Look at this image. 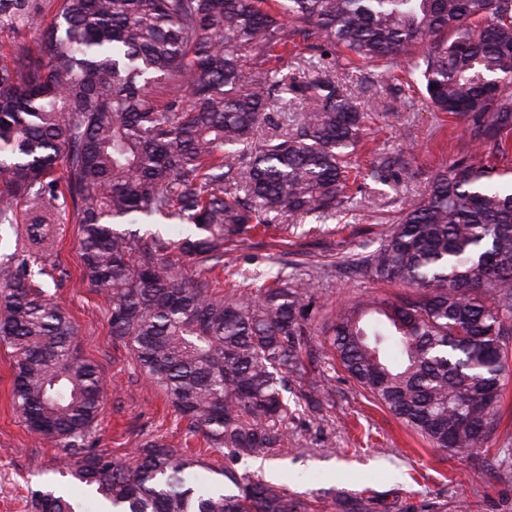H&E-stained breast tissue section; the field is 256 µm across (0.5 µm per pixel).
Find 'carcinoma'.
Segmentation results:
<instances>
[{"instance_id": "obj_1", "label": "carcinoma", "mask_w": 512, "mask_h": 512, "mask_svg": "<svg viewBox=\"0 0 512 512\" xmlns=\"http://www.w3.org/2000/svg\"><path fill=\"white\" fill-rule=\"evenodd\" d=\"M0 0V26L40 31L36 51L0 55V224L20 250L0 258V342L16 353L13 405L30 433L67 455L100 512H392L384 499L327 502L222 468L208 450L265 458L290 404L318 412L332 388L312 355L315 292L279 271L243 272L231 293L209 275L225 246L296 214H336L365 112L336 67L418 74L435 112L463 121L470 153L439 170L378 247L355 262L413 297L337 309L324 330L340 367L439 451L481 461L512 355V168L487 154L512 134V0ZM330 57L289 70L296 39ZM428 43L427 51L416 47ZM341 59H336V52ZM312 104L293 131L257 141L274 93ZM414 150L366 175L410 181ZM70 200L85 278L108 304L112 338L170 400L204 448L158 439L136 459L91 447L105 382L75 353L78 329L48 297L50 216ZM24 223L16 221L20 206ZM185 224L188 237L121 224ZM306 383L297 390L291 385ZM292 393L288 399L286 393ZM512 473V444L496 449ZM36 512H81L54 490Z\"/></svg>"}]
</instances>
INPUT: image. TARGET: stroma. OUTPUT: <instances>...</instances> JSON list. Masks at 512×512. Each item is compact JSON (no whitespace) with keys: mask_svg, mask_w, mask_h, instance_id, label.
<instances>
[{"mask_svg":"<svg viewBox=\"0 0 512 512\" xmlns=\"http://www.w3.org/2000/svg\"><path fill=\"white\" fill-rule=\"evenodd\" d=\"M340 76L359 102L374 96L381 100L366 120L354 162L364 169L376 154L409 146L418 177L410 183L356 178L333 218L289 217L281 242L259 234L224 255L228 269L281 271L301 279L315 291L327 316L347 301L408 293L406 285L352 272L348 262L373 251L400 208L421 196L430 175L452 167L467 151L462 122L432 111L418 76L397 70L382 79L364 68ZM55 221L48 258L54 279L46 289L78 326V354L97 365L107 385L105 410L93 434L96 447L126 459L150 439L199 447V440H186L185 421L140 373L128 346L113 340L107 304L83 275L70 203L59 202ZM327 374L333 400L317 415L303 405L292 407L284 443L265 460L214 453L208 463L277 480L308 499L366 492L386 496L395 512H512L511 475L494 478L469 460L442 457L342 369ZM13 379V350L0 344V512H34L35 491L66 485L78 496L82 488L63 470L61 449L30 435L12 405Z\"/></svg>","mask_w":512,"mask_h":512,"instance_id":"stroma-1","label":"stroma"}]
</instances>
